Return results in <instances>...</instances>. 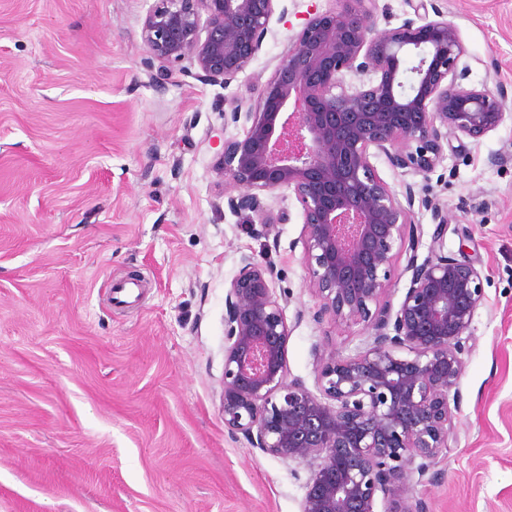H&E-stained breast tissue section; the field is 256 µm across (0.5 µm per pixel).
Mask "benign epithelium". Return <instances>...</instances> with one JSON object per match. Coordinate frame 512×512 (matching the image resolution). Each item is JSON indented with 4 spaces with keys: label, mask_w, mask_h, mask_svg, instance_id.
Masks as SVG:
<instances>
[{
    "label": "benign epithelium",
    "mask_w": 512,
    "mask_h": 512,
    "mask_svg": "<svg viewBox=\"0 0 512 512\" xmlns=\"http://www.w3.org/2000/svg\"><path fill=\"white\" fill-rule=\"evenodd\" d=\"M280 0H157L141 27L162 74L184 60L205 82L229 85L262 49ZM430 0H407L416 19L377 29L376 0H336L288 42L255 109L234 102L244 136L224 144L218 173L248 210L275 232L262 196L291 191L303 218L304 265L319 300L314 313L360 324L354 354L319 351L316 391L286 375L291 329L273 267L245 261L225 296L224 429L250 447L310 474L300 512H430L408 503L448 448L466 349L485 302L480 271L445 252L448 211L431 197L403 198L371 158L430 174L463 160L512 117L504 91L466 82L458 28ZM348 74L367 77L357 86ZM437 221L430 255L418 261L414 207ZM406 255L409 287L398 307L384 300L394 257Z\"/></svg>",
    "instance_id": "7a95c632"
}]
</instances>
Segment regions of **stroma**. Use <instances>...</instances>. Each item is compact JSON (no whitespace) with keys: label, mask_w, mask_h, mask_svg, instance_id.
I'll use <instances>...</instances> for the list:
<instances>
[{"label":"stroma","mask_w":512,"mask_h":512,"mask_svg":"<svg viewBox=\"0 0 512 512\" xmlns=\"http://www.w3.org/2000/svg\"><path fill=\"white\" fill-rule=\"evenodd\" d=\"M457 26L471 83L512 97V0H434ZM156 0H0V512H300L305 466L224 429V298L250 258L290 297L287 375L314 387L315 352L361 347L315 321L302 217L265 197V234L215 167L289 39L334 0H285L230 86L189 62L153 79L141 23ZM512 121L429 175L373 164L448 211L449 252L483 276L432 512H512ZM132 281L110 304L105 281ZM303 318H296V311Z\"/></svg>","instance_id":"1"}]
</instances>
